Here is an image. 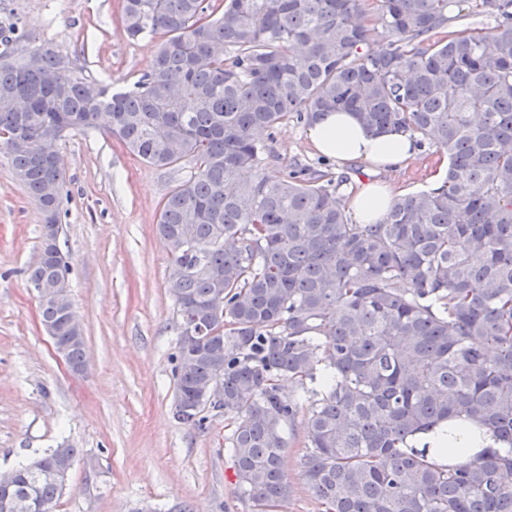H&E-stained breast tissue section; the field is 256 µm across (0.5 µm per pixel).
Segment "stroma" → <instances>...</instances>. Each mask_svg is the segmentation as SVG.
<instances>
[{
    "instance_id": "obj_1",
    "label": "stroma",
    "mask_w": 512,
    "mask_h": 512,
    "mask_svg": "<svg viewBox=\"0 0 512 512\" xmlns=\"http://www.w3.org/2000/svg\"><path fill=\"white\" fill-rule=\"evenodd\" d=\"M122 0H0V32L76 60L113 90L151 67L149 40L126 37ZM309 128L288 123L271 143L264 172L285 162L318 167ZM68 176L60 247L71 265L70 298L86 336V367L73 372L44 332L27 271L39 257L41 216L0 154V473L62 444L79 449L54 512H253L241 498L224 439L233 421L206 409L204 429L174 411L176 305L168 293L171 257L156 232L167 193L189 177L131 155L100 131L60 142ZM426 145L417 158L375 177L405 194L445 174ZM284 474L292 488L276 512H321L306 491L302 423L288 429Z\"/></svg>"
}]
</instances>
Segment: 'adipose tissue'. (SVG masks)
I'll list each match as a JSON object with an SVG mask.
<instances>
[{"label": "adipose tissue", "mask_w": 512, "mask_h": 512, "mask_svg": "<svg viewBox=\"0 0 512 512\" xmlns=\"http://www.w3.org/2000/svg\"><path fill=\"white\" fill-rule=\"evenodd\" d=\"M309 138L317 153L342 163L360 162L367 176L358 183L350 201L354 218L359 224H373L382 218L392 196L388 188L374 179L377 169L406 164L418 151L409 134L391 131L374 134L364 128L352 113H326L309 130ZM415 448H426L429 457L442 465H459L475 459L481 453L497 449L491 432L472 423L449 421L444 434H422Z\"/></svg>", "instance_id": "ef3b65f1"}]
</instances>
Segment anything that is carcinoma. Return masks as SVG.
Wrapping results in <instances>:
<instances>
[{"label":"carcinoma","mask_w":512,"mask_h":512,"mask_svg":"<svg viewBox=\"0 0 512 512\" xmlns=\"http://www.w3.org/2000/svg\"><path fill=\"white\" fill-rule=\"evenodd\" d=\"M122 2L129 39L160 38L151 69L114 92L51 48L3 54L0 150L39 210L58 214L66 175L42 146L99 128L104 112L147 164L193 165L157 224L179 334L197 321L210 337L204 351L178 344L177 419L203 428L196 396L221 375L213 409L234 420L236 487L273 512L292 493L285 431L302 410L279 379H318L301 468L323 512H512V0ZM465 10L494 16V30L445 32ZM375 33L384 45L364 49ZM338 110L445 152L444 179L357 224L349 176L296 162L264 174L278 128ZM69 275L43 255L27 281ZM216 295L222 312L201 316ZM39 310L83 370L84 338L53 302ZM450 418L504 449L449 468L411 448ZM76 456L61 445L36 462ZM14 473L11 494L53 512L62 488L30 462Z\"/></svg>","instance_id":"1"}]
</instances>
